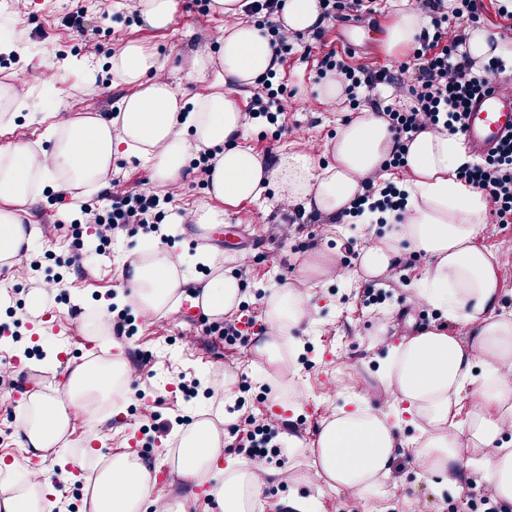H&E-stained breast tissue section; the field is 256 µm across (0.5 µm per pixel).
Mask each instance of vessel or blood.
Instances as JSON below:
<instances>
[{
    "instance_id": "1",
    "label": "vessel or blood",
    "mask_w": 512,
    "mask_h": 512,
    "mask_svg": "<svg viewBox=\"0 0 512 512\" xmlns=\"http://www.w3.org/2000/svg\"><path fill=\"white\" fill-rule=\"evenodd\" d=\"M512 133V96L489 88L474 102L466 118L465 145L470 153L482 155L507 133Z\"/></svg>"
}]
</instances>
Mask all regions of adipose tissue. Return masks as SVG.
<instances>
[{"mask_svg": "<svg viewBox=\"0 0 512 512\" xmlns=\"http://www.w3.org/2000/svg\"><path fill=\"white\" fill-rule=\"evenodd\" d=\"M250 3L213 0L225 23L219 56L195 55L187 77L214 81L215 91L180 101L164 62L131 42L112 58L114 75L132 89L114 117H78L60 105L44 133L50 148H43V141L0 147V269L13 268L20 248L30 240L22 206L35 203L48 185L71 193L96 190L120 152L150 162L154 182L165 186L181 180L192 143L216 149L210 186L217 203L188 213L191 222L204 226L226 223L230 208L267 194L303 213L335 219L361 194L363 177H385L382 162L394 134L369 108L341 127L330 149L333 161L325 167L306 146L281 154L268 167L244 145L245 116L222 87L227 82L255 85L278 68L267 36L243 20ZM426 25L419 9L400 10L386 30L388 51L415 44ZM466 161L458 135L445 130L415 135L407 153L405 218L380 243L361 246L359 268L365 278L380 277L400 264L401 246L409 244L427 259L418 300L441 309L449 321L474 324L475 332L467 343L442 327L404 337L380 374L389 397L386 412L360 400L325 419L313 442L285 433L288 448L309 447L313 478L326 480L335 490L359 494L387 476L396 433L407 420L418 431L413 454L425 475L447 486L462 462L461 446L477 448L476 467L492 483L497 499L512 503V450L500 445L504 431L512 429V316L498 311L502 284L511 271L478 240L488 200L459 180L458 170ZM197 264L212 275L192 298L188 288ZM240 288L238 276L216 254L201 251L188 260L159 243L149 252L126 256L120 269L121 292L147 317L189 297L205 314L220 318L238 305ZM265 307L269 336L256 350L279 368L295 358L292 333L309 320L310 298L284 281L273 285ZM478 360L486 367L479 381L471 376ZM128 371L119 352L104 364L69 367L65 399L38 389L28 392L16 416L22 446L48 452L80 424L88 437H95L97 421L86 403L93 398L111 401L116 381ZM228 420L219 406L184 429L173 465L190 481L210 483L224 512H252L267 472L241 458L219 465L224 454L219 427ZM53 471L50 465L28 471L26 488L0 495V512H51ZM152 472V464L131 454L113 455L90 491L88 512H143L148 504L155 512H170L153 495Z\"/></svg>", "mask_w": 512, "mask_h": 512, "instance_id": "1", "label": "adipose tissue"}]
</instances>
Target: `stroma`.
<instances>
[{
    "mask_svg": "<svg viewBox=\"0 0 512 512\" xmlns=\"http://www.w3.org/2000/svg\"><path fill=\"white\" fill-rule=\"evenodd\" d=\"M415 2L368 0L369 21L328 19L321 38L306 34L295 41L277 73L278 80L294 90V107L275 125L263 117L249 119L248 143L254 152L274 157L307 144L318 163H331L329 148L351 110L347 103L336 105L320 98L318 61L331 47L350 67L397 69L408 54L388 53L384 34L402 5ZM74 6V0H13L6 14L13 30L11 48L0 50V89L27 99L30 108L15 116L10 126L0 128V145L39 140L58 105L77 115L111 114L128 92L112 72V57L130 42L164 60L180 95L208 94L207 84L188 80L186 73L194 54H216L223 15L201 11L194 0H177L172 24L155 30L122 13L119 0H90L87 31L80 35L66 25ZM115 179L126 190L154 187L149 164L134 156H115L93 195L99 206H109L108 193ZM171 191L167 215L172 223L164 228L165 245L183 257L201 249L216 252L225 267L239 274L242 301L227 318L240 335L229 343L209 333L215 318L187 300L152 318L144 317L134 305H124L127 325L119 341L128 360L138 361L140 367L125 383L116 385L118 406L102 417L93 446H86L77 431L50 450V458L60 465L74 458L84 462L81 477L57 481L60 495L52 512H80L87 477L103 466L106 457L123 452L142 456L156 467L155 495L175 505L194 504V512H221L215 497L196 492L172 466L180 430L202 419L216 401L209 379L235 374L233 409L241 429L280 424L281 410L274 407V398L301 395L302 408L287 424L309 442L322 421L353 397L384 408L387 397L378 373L389 347L418 330L447 325L441 310L414 297L415 277L426 264L414 250L404 249L401 264L384 274L379 285L357 276L360 247L366 239H381L386 224H336L314 213L301 219L293 207L267 196L234 208L228 225L203 230L176 221L186 210L214 201L210 188L200 186L197 171L188 170ZM60 197L53 187L44 189L29 215L31 243L17 259L19 273L0 289V356L14 361L9 381L0 385V485L15 488L20 485L19 473L40 463L38 455L19 444L14 427L17 404L34 386L51 393L62 389L61 360L78 364L111 359V343L90 338L86 330L102 306H114L125 257L150 242L145 230L134 234L119 230L110 257L74 261L71 232L65 224L69 206ZM316 248L335 259L341 278L315 284L306 277L302 266ZM52 280L58 287L51 309L33 316L28 308L30 294ZM285 280L298 291L312 294L315 313L310 323L294 333L302 345L294 370L270 378L255 347L267 330L264 308L269 288ZM383 325L388 333L380 342L376 333ZM185 378L197 380L194 394L182 391ZM413 434L408 426L398 433L389 475L363 495L304 480L310 454L289 453L281 436H274L276 451L261 463L268 476L254 512H282L283 503L295 497L315 501L318 512H469L470 503L482 501L491 512H512V505L498 501L492 485L473 467L465 469L457 487L434 493L408 444Z\"/></svg>",
    "mask_w": 512,
    "mask_h": 512,
    "instance_id": "stroma-1",
    "label": "stroma"
}]
</instances>
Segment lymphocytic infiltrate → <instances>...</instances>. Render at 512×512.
Returning a JSON list of instances; mask_svg holds the SVG:
<instances>
[{"instance_id":"f902f5d3","label":"lymphocytic infiltrate","mask_w":512,"mask_h":512,"mask_svg":"<svg viewBox=\"0 0 512 512\" xmlns=\"http://www.w3.org/2000/svg\"><path fill=\"white\" fill-rule=\"evenodd\" d=\"M419 5L431 12L432 24L423 30L409 58L397 71L351 68L332 49L324 53L317 72L318 78L333 75L342 82L348 104L354 110L361 104L373 103L372 92L382 83L395 85L409 97L405 108L382 109L395 139L383 162L387 168L404 167L408 144L418 133L442 127L455 134L462 133L471 100L504 68L502 59L496 57L485 65L484 76H473L474 61L459 50L464 36L459 26L450 22L445 0H419ZM280 6L281 0H253L252 4L258 27L266 30L269 43L279 57L290 50L293 39L287 28L275 19ZM458 176L486 194L497 223L512 224V138L498 152L462 166ZM111 198L107 210L84 201L74 204L85 223L97 227L90 249L100 257L106 256L116 229L132 224L160 226L165 219L164 206L171 203L173 196L116 189Z\"/></svg>"}]
</instances>
